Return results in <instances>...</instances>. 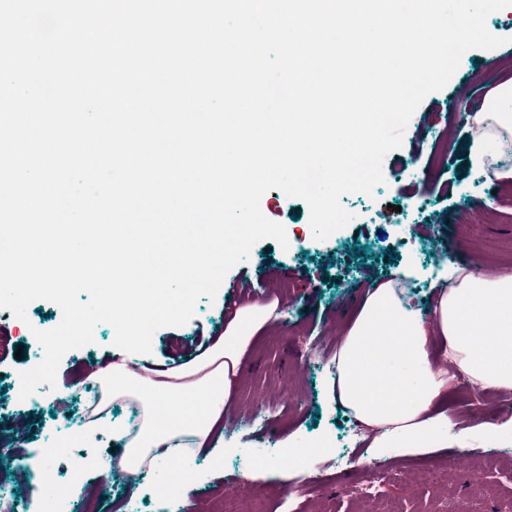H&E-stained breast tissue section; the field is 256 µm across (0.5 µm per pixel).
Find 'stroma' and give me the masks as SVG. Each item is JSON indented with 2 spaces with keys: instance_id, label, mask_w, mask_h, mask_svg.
I'll return each instance as SVG.
<instances>
[{
  "instance_id": "1",
  "label": "stroma",
  "mask_w": 512,
  "mask_h": 512,
  "mask_svg": "<svg viewBox=\"0 0 512 512\" xmlns=\"http://www.w3.org/2000/svg\"><path fill=\"white\" fill-rule=\"evenodd\" d=\"M509 81L512 53L505 47L466 51L448 84L413 113L401 147L385 156L383 184L369 196H342L352 220L327 239H314L305 201L277 189L266 192L260 208L284 226L288 247L269 238L258 241L247 260L228 271L215 297L197 301L187 324L154 333L150 354L115 347L113 327L99 324L94 343L63 356L55 385H40L23 399L19 375L44 357L31 328L56 325V310L36 300L21 320L0 308V442L12 447L11 455L0 457V499L10 512H42L41 499L29 489L37 472L53 470L56 486L65 489L76 467L85 491L63 498L55 512H125L133 484L139 512H153L154 477L103 487L85 466L123 447L107 435L87 437L98 414L129 427L140 421V401L113 398L103 367L117 358L131 366L147 360L169 368L192 360L233 319L224 306L231 290L244 304L279 299L280 314L254 335L242 359L235 399L227 408L234 422L224 428L223 465L213 466L203 454L187 458L195 477L177 496L181 512H222L226 486L238 480L265 512H376L385 500L398 502L403 512H437L451 499L467 512L511 505L512 483L488 480L489 473L512 472L511 438L494 445L471 439L462 446L452 434L447 447L428 454L390 449L386 463L397 477L380 485L376 496L355 493L376 451L363 448L358 465L337 468V459L354 447L355 432L352 413L332 390L336 348L369 281L397 280L412 306L425 312L448 264L489 278L512 268V178L492 173L503 160L498 146H491L487 160L474 161L470 146L480 131L461 113L464 99L493 95ZM448 402L465 428L512 417V392L484 395L462 379ZM294 444L318 452L292 463L285 450ZM49 446L60 448L57 462L28 453ZM442 466L449 469L447 481L424 483L412 476ZM472 471L483 477L479 486L465 481Z\"/></svg>"
}]
</instances>
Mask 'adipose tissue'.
I'll list each match as a JSON object with an SVG mask.
<instances>
[{
	"instance_id": "1",
	"label": "adipose tissue",
	"mask_w": 512,
	"mask_h": 512,
	"mask_svg": "<svg viewBox=\"0 0 512 512\" xmlns=\"http://www.w3.org/2000/svg\"><path fill=\"white\" fill-rule=\"evenodd\" d=\"M429 315L415 311L394 283L367 287L363 304L336 350V396L375 428V448L426 453L448 445L457 426L444 402L464 376L479 391H512V273L489 280L449 265ZM276 302L241 307L223 336L193 361L166 370L160 382L112 368V394L144 399L137 432L106 426L123 441L118 461L138 472L162 467L160 493L183 489L185 454L207 453L222 465L224 415L240 363L255 333L277 314Z\"/></svg>"
}]
</instances>
